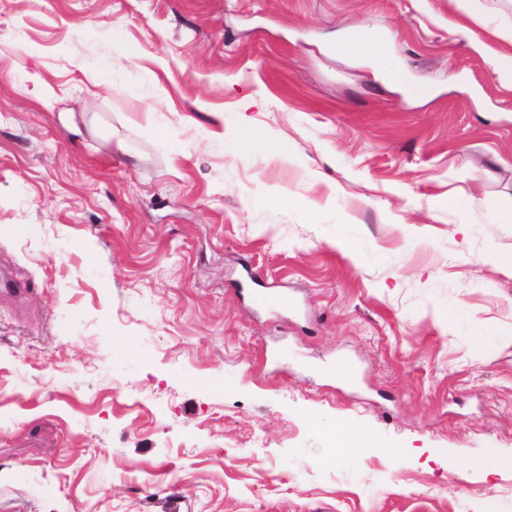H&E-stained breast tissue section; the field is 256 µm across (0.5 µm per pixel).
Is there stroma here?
<instances>
[{"instance_id": "stroma-1", "label": "stroma", "mask_w": 512, "mask_h": 512, "mask_svg": "<svg viewBox=\"0 0 512 512\" xmlns=\"http://www.w3.org/2000/svg\"><path fill=\"white\" fill-rule=\"evenodd\" d=\"M490 7L0 0V512H512ZM322 431L331 456L336 460L347 459L354 453L368 448L366 440L351 435L341 427H326Z\"/></svg>"}]
</instances>
